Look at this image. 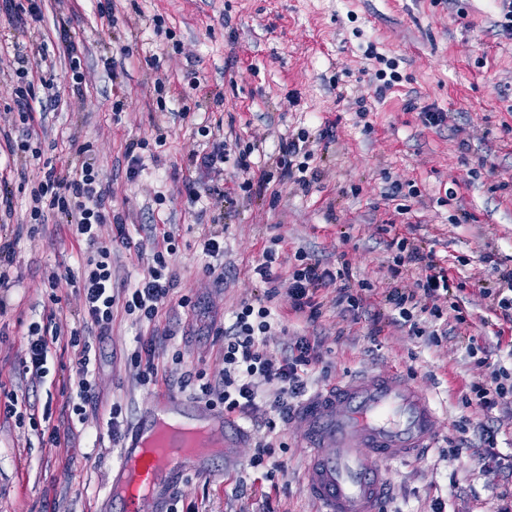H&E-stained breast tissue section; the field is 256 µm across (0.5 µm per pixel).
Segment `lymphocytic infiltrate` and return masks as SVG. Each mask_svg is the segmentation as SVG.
<instances>
[{
    "mask_svg": "<svg viewBox=\"0 0 512 512\" xmlns=\"http://www.w3.org/2000/svg\"><path fill=\"white\" fill-rule=\"evenodd\" d=\"M14 104L23 119H32V104L39 98L40 90H47L48 99L58 102L60 93L55 90L53 78L33 81L26 67L15 69ZM90 144L79 148L80 156L56 165L43 161L37 186L31 188L27 201L29 232H37L40 224L54 216L69 224L76 241H83L91 249L82 262L78 289L83 301L80 328L70 333L69 345L74 351V379L69 401L74 415H83L87 404L96 398L94 374L97 362L92 357V344L86 329H97L107 335L112 327L115 306L136 316L151 327L149 336L137 339L130 359L141 368L139 381L144 385L156 384L159 376V350L163 339L155 334L166 303L173 300L176 275L171 268V258L178 245L171 235H164L163 244L154 248L152 263L146 274L131 285L116 286L112 278V247L142 252V243L134 241L126 225L116 226L117 234L112 245L98 241L100 225L112 222L109 194L101 174L90 162ZM390 245L396 254L388 268L392 284L384 291V301L397 310L408 325L412 335L428 337L436 343L441 339L437 330L428 326L429 321L442 319L445 312H452L455 320H463L458 302L449 300V276L433 257L424 255L408 238L393 237ZM297 263L288 277L287 294L293 311L318 317L321 307L317 300L319 290L338 286L339 300L354 310L366 309L374 292L371 283L353 281L348 264L336 268L325 266L319 260L300 252ZM278 262L275 249H266L255 268V274L266 284V302L244 303L234 315L233 323L219 328L224 338V376L220 381H204L199 386L198 397L213 405H222L225 412L248 413L257 409L259 380L277 382L278 396L274 407L280 415H288L291 399L298 397L305 387L304 377L316 362L314 347L307 337L296 340L289 355L273 359L267 351V338L273 333L276 319L267 305L268 299L278 294L279 275L274 267ZM416 273L414 288L399 287V279ZM59 333L51 322L31 323L27 331L28 353L17 367L19 375L44 377L47 375V357L50 344L56 343ZM476 405L482 412H490L504 404H512V372L505 367L494 368L487 384L474 387Z\"/></svg>",
    "mask_w": 512,
    "mask_h": 512,
    "instance_id": "lymphocytic-infiltrate-1",
    "label": "lymphocytic infiltrate"
}]
</instances>
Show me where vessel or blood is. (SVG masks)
Listing matches in <instances>:
<instances>
[{
    "label": "vessel or blood",
    "mask_w": 512,
    "mask_h": 512,
    "mask_svg": "<svg viewBox=\"0 0 512 512\" xmlns=\"http://www.w3.org/2000/svg\"><path fill=\"white\" fill-rule=\"evenodd\" d=\"M165 416L234 427L206 403L186 404L175 392L155 395L121 444L112 495L122 499L126 512H138L142 498H164L187 461L183 455L156 461L142 456ZM295 416L308 434L305 488L320 512H378L391 467L418 458L435 442L434 407L398 374L341 380L303 400Z\"/></svg>",
    "instance_id": "obj_1"
}]
</instances>
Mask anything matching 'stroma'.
Segmentation results:
<instances>
[{
    "instance_id": "stroma-1",
    "label": "stroma",
    "mask_w": 512,
    "mask_h": 512,
    "mask_svg": "<svg viewBox=\"0 0 512 512\" xmlns=\"http://www.w3.org/2000/svg\"><path fill=\"white\" fill-rule=\"evenodd\" d=\"M114 23L96 12V0H43L44 20L0 15V45L20 46L29 62L48 47L61 92L58 109L23 124L12 111L11 55L0 56V132L19 138L33 129L31 145L43 158L67 160L90 142L92 158L112 195V211L141 226L139 238L152 250L163 233L179 250L175 303L163 311L167 334L157 387L138 381L129 360L137 336L148 335L123 309L101 340L96 371L98 404L89 406L81 435L68 448L43 447L29 425L0 414V512H123L110 494L119 448L111 439L95 443L112 405L125 425L137 423L156 389L193 400L188 374L208 379L223 373L222 339L242 302L262 297L253 274L264 248L280 253L287 275L295 252L328 266L347 260L353 280L377 288L370 313L354 317L336 305L335 288L321 289L319 318L291 311L287 294L270 306L280 324L267 339L278 359L297 337L314 343L318 363L309 369L307 392L341 378L370 371L410 378L437 407L438 440L414 462L390 472L391 490L382 512H431L442 498L447 512H495L498 495L512 490V409L483 416L461 397L472 382L487 378L497 363L512 362V332L493 335L482 327L488 316L486 290L498 272L512 269V33L498 27L496 0H112ZM82 59L85 80L72 87L65 38ZM398 63L404 83L385 98L374 96L372 78L380 65L368 46ZM163 79L166 106L158 108L154 82ZM190 118H183V108ZM431 107L446 112L441 127L423 124ZM211 127L202 137L199 126ZM316 139L309 163L318 181L310 190L291 179L271 181L242 192L234 160L207 174L190 167L192 154L209 140L256 145L253 170L271 171L279 144L298 131ZM167 141L136 181L127 178L130 143ZM39 173L24 155L0 147V176L7 178L11 207L0 205V224L26 220L24 183ZM400 185L398 201L388 200L390 184ZM201 198L190 203L189 190ZM409 205L408 213L398 211ZM206 231L224 238L223 280L208 275L199 244ZM402 234L416 240L447 268L467 322H449L441 344L409 334L392 319L380 292L392 260L389 242ZM86 244L67 225L48 223L33 237L22 236L0 312V394L26 395L50 422L66 425L62 408L69 397L73 351L58 342L48 355L45 378L16 372L27 353L29 323L52 317L69 334L82 314V299L71 279ZM58 272L54 288L47 277ZM61 303L51 307L49 292ZM196 302V311L177 304ZM382 331L370 339L373 323ZM486 347L478 363L468 340ZM180 362H173L172 354ZM263 406L242 419L245 437L230 454L233 467L213 463L203 476L186 467L173 482L175 512H316L303 490L305 430L282 420L272 407L276 383L259 386ZM498 430L501 457L483 463L475 425ZM465 441L460 459L444 457L449 440ZM272 455L264 465L250 460L259 445Z\"/></svg>"
}]
</instances>
